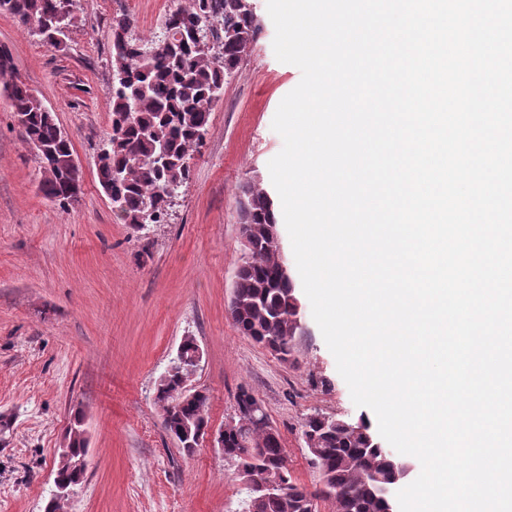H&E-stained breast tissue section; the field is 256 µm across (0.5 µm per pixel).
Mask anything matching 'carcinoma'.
Masks as SVG:
<instances>
[{"mask_svg":"<svg viewBox=\"0 0 512 512\" xmlns=\"http://www.w3.org/2000/svg\"><path fill=\"white\" fill-rule=\"evenodd\" d=\"M62 0H3L1 13L16 18L48 47L65 44L56 34L55 19ZM209 32L218 52L203 49L197 32ZM260 31L254 0H175L160 30L141 37L124 15L112 19V112L107 148L97 156L99 183L124 224H142L147 211L154 224L167 215L166 189L187 181L194 153L208 132L211 114L224 93V83L237 73ZM0 93L5 94L36 151L39 189L53 204L67 208L77 201L70 183L81 178L72 165L69 136L17 75L9 51L0 48ZM252 248L240 258L231 300V316L243 336L268 349L278 359L294 358L298 297L294 283L281 273V250L267 236L278 223L275 201L257 184L243 187L239 201ZM192 364L159 377L155 405L168 435L185 454L197 431L209 426L208 397L189 399L184 379ZM255 398L238 396L235 426L224 430V458L235 462L247 498L245 512H307L312 497L331 503L334 512H385L382 489L396 485L399 464L380 446L370 425L339 415L322 419L315 411L302 423V438L318 470L319 487L311 492L298 485L287 466L278 431L259 425L247 414ZM87 438L82 420L68 433L67 457L55 471L59 484L71 488L85 474ZM282 486L276 498H265L253 486L255 478Z\"/></svg>","mask_w":512,"mask_h":512,"instance_id":"carcinoma-1","label":"carcinoma"}]
</instances>
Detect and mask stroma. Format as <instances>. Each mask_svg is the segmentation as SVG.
<instances>
[{"instance_id": "1", "label": "stroma", "mask_w": 512, "mask_h": 512, "mask_svg": "<svg viewBox=\"0 0 512 512\" xmlns=\"http://www.w3.org/2000/svg\"><path fill=\"white\" fill-rule=\"evenodd\" d=\"M171 0H81L64 49L42 45L0 13V46L69 135L83 173L69 211L39 189L36 152L0 94V512H45L59 448L75 417L88 437L85 476L67 512H243L235 465L209 444L183 454L154 403L183 337L202 360L189 384L223 429L246 391L262 405L307 488L317 473L301 435L318 411L355 421L356 406L303 306L298 361L279 360L237 331L229 306L242 243L239 195L271 188L283 147L272 121L300 70L277 60L267 0L261 30L211 115L167 223H121L101 188L97 155L112 107V19L157 32Z\"/></svg>"}]
</instances>
